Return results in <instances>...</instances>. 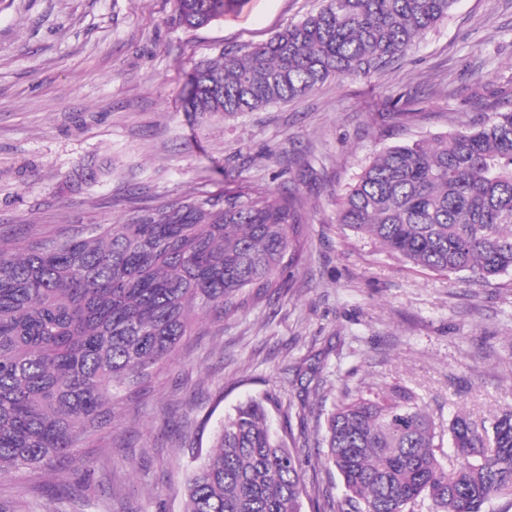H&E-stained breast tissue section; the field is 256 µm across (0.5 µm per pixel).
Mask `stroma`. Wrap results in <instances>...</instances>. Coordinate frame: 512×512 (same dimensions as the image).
Instances as JSON below:
<instances>
[{"instance_id":"obj_1","label":"stroma","mask_w":512,"mask_h":512,"mask_svg":"<svg viewBox=\"0 0 512 512\" xmlns=\"http://www.w3.org/2000/svg\"><path fill=\"white\" fill-rule=\"evenodd\" d=\"M320 0H242L188 30L175 0H0V243L123 223L167 199L242 185L302 198V264L279 295L203 324L171 367L124 397L93 479H0L29 512H181L191 451L226 414L276 397L274 430L306 445L308 490L342 493L322 463L320 407L343 383L402 385L435 417L512 409V274L491 283L399 261L336 221V202L382 149L512 110V0H456L409 54L367 78L256 112L195 118L188 73L219 50L265 43ZM107 172L73 183L75 169Z\"/></svg>"}]
</instances>
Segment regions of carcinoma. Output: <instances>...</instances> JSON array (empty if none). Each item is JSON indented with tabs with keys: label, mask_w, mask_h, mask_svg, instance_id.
Here are the masks:
<instances>
[{
	"label": "carcinoma",
	"mask_w": 512,
	"mask_h": 512,
	"mask_svg": "<svg viewBox=\"0 0 512 512\" xmlns=\"http://www.w3.org/2000/svg\"><path fill=\"white\" fill-rule=\"evenodd\" d=\"M455 0H322L269 41L192 68L185 108L235 116L368 77L405 56ZM238 0H176L197 29ZM337 222L383 252L482 283L512 273V111L376 153ZM294 195L240 186L170 201L123 224L0 244V476L50 472L112 428L115 399L172 360L200 321L282 286L304 251ZM266 396L235 406L184 478L182 512H302V449L268 424ZM324 462L343 494L314 512H494L512 499V411L435 420L410 392L344 385Z\"/></svg>",
	"instance_id": "carcinoma-1"
}]
</instances>
